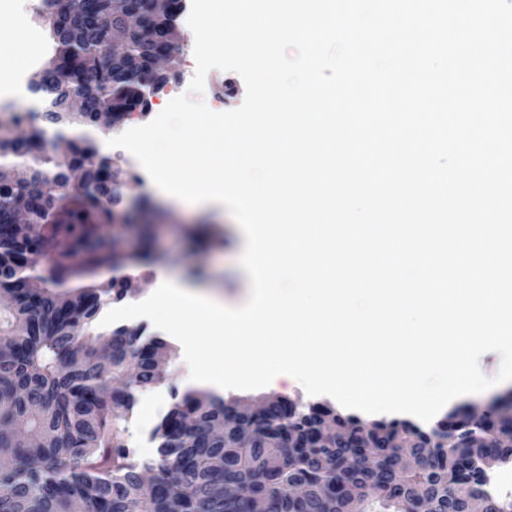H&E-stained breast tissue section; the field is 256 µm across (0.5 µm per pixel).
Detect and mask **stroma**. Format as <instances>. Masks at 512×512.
I'll list each match as a JSON object with an SVG mask.
<instances>
[{
	"instance_id": "1",
	"label": "stroma",
	"mask_w": 512,
	"mask_h": 512,
	"mask_svg": "<svg viewBox=\"0 0 512 512\" xmlns=\"http://www.w3.org/2000/svg\"><path fill=\"white\" fill-rule=\"evenodd\" d=\"M193 49L194 42L188 33L180 32L179 51L166 72L167 83L151 94L152 109L136 110L130 116L132 122H150L172 98L186 92L196 69ZM110 156L121 171L125 183L122 208L130 212L131 218L102 226L101 232L112 243L117 258L98 270L96 282L108 285L112 280L130 276L135 290L124 299L128 305L141 302L163 271L219 289L232 299L245 298L249 279L240 266L245 236L226 207L168 200L152 187L150 177L134 176L127 153L115 148ZM145 245L152 251L151 265L129 268L128 255ZM170 346L172 352L163 380L137 390L132 411L118 420L127 447L139 459L156 457L158 443L152 438L154 430L173 403L191 389L183 348L175 340Z\"/></svg>"
}]
</instances>
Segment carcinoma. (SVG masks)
<instances>
[{"label": "carcinoma", "mask_w": 512, "mask_h": 512, "mask_svg": "<svg viewBox=\"0 0 512 512\" xmlns=\"http://www.w3.org/2000/svg\"><path fill=\"white\" fill-rule=\"evenodd\" d=\"M132 4L148 16V27L165 30V22L150 17L149 3ZM132 4L70 0L57 14L45 10L54 57L37 73L42 110L34 113L25 137L15 136L22 121L0 118V156H13L15 165L31 172L30 180L0 193V286L13 295L10 306L0 307V337L12 342L0 357V512H137L142 501L152 512H418L422 493L436 512H465L474 496L483 497L486 512H512V496L487 487L489 475L479 459L488 449L474 447L478 435L495 438L493 451L504 464L512 463V429L493 412L453 410L421 428L408 420L363 422L331 407L318 412L275 403L264 420L214 440L205 430L224 415L226 402L192 391L159 425L158 457L130 460L114 418L132 409V390L161 380L148 357L166 344H141L135 332L117 327L106 358L87 349L81 331L109 296L121 299L131 292L81 284L115 261L100 229L112 223L124 182L114 178L112 159L98 157L90 140H49L47 133L91 126L103 104L141 89L122 71L113 81H98L112 60L144 65L154 51L152 33L141 32L111 54H98L104 30ZM60 69L70 70L84 92L79 112L69 111L56 87ZM71 169L82 170L76 192L41 196L39 185L49 177L67 187ZM20 208L30 212L31 222L21 240L9 230ZM51 250L59 259L40 269L46 288L34 293L24 275L35 270L39 253ZM120 376L124 387H112V378ZM318 413L334 418L341 432L321 437L318 448H303L299 438L313 428ZM188 414L196 416L201 432L177 429ZM18 422L33 440L18 439ZM401 454L416 460L412 470L401 471L393 462ZM217 460L225 463L227 482L238 488L234 497H224ZM144 472L151 475L147 485L140 480ZM289 483L304 485L306 495H281L279 487Z\"/></svg>", "instance_id": "carcinoma-1"}]
</instances>
